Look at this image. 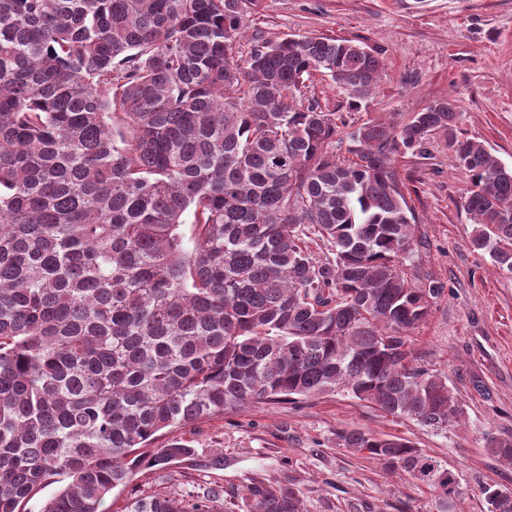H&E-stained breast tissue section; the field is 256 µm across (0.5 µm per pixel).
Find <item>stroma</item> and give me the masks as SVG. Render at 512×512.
<instances>
[{
	"instance_id": "obj_1",
	"label": "stroma",
	"mask_w": 512,
	"mask_h": 512,
	"mask_svg": "<svg viewBox=\"0 0 512 512\" xmlns=\"http://www.w3.org/2000/svg\"><path fill=\"white\" fill-rule=\"evenodd\" d=\"M286 34L347 39L381 52L383 76L366 107L349 110L319 74L306 90L348 125L384 113L405 122L451 97L461 112L458 135L481 141L512 167V0H259L248 41ZM399 170L423 241L421 269L445 286L412 348L420 364L447 375L462 415L435 431L346 395L228 412L165 430L164 439L181 440L192 456L135 475L107 499L111 512L153 493L216 490L236 504L253 478L294 484L305 512H439V491L337 447L343 429L408 438L447 464L458 481L448 512H485L483 486L512 487V468L485 450L487 436L512 437V276L470 247L463 204L471 185L445 132L431 135L424 152L401 158Z\"/></svg>"
}]
</instances>
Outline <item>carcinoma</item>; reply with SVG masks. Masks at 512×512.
<instances>
[{
	"label": "carcinoma",
	"instance_id": "carcinoma-1",
	"mask_svg": "<svg viewBox=\"0 0 512 512\" xmlns=\"http://www.w3.org/2000/svg\"><path fill=\"white\" fill-rule=\"evenodd\" d=\"M257 0H0V512H105L142 463L192 455L159 433L343 393L442 429L462 414L412 333L442 297L420 254L398 157L448 132L472 189L475 252L512 274V167L456 135V100L398 127L369 119L336 154L320 73L359 109L380 53L319 35L255 38ZM324 246L328 255L314 253ZM338 446L442 494L453 471L403 437ZM512 467V438H486ZM244 512H304L255 478ZM512 512V488H484ZM127 512H224L220 496Z\"/></svg>",
	"mask_w": 512,
	"mask_h": 512
}]
</instances>
